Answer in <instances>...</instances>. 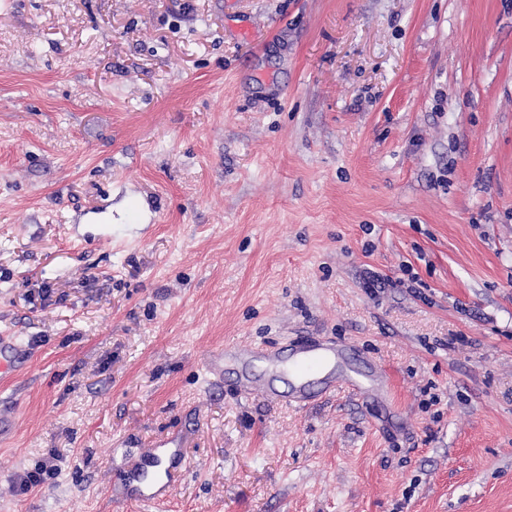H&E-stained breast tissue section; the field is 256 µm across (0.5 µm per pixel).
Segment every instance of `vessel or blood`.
Masks as SVG:
<instances>
[{
	"instance_id": "vessel-or-blood-1",
	"label": "vessel or blood",
	"mask_w": 512,
	"mask_h": 512,
	"mask_svg": "<svg viewBox=\"0 0 512 512\" xmlns=\"http://www.w3.org/2000/svg\"><path fill=\"white\" fill-rule=\"evenodd\" d=\"M352 349L331 341L311 340L302 344L264 345L249 350L225 347L210 365L214 376L235 370V390L247 394L255 390L276 395L275 380L288 385V400L298 406L308 405L313 390L321 393L346 386L361 398H378L387 389L384 372L364 366L356 369L348 361ZM22 348L9 336H0V373L15 370ZM189 458L182 441L170 440L161 450L126 462L125 484L130 497L160 504L177 471L188 469Z\"/></svg>"
}]
</instances>
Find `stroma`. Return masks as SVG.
Returning <instances> with one entry per match:
<instances>
[{
    "mask_svg": "<svg viewBox=\"0 0 512 512\" xmlns=\"http://www.w3.org/2000/svg\"><path fill=\"white\" fill-rule=\"evenodd\" d=\"M1 335L0 512H512V0H0ZM296 336L386 400L207 371ZM22 348L10 336H0V373L15 370L22 358ZM189 466L182 441L172 439L161 450L126 462L124 476L128 495L138 501L160 505L175 473L187 470Z\"/></svg>",
    "mask_w": 512,
    "mask_h": 512,
    "instance_id": "35a3bbf8",
    "label": "stroma"
}]
</instances>
